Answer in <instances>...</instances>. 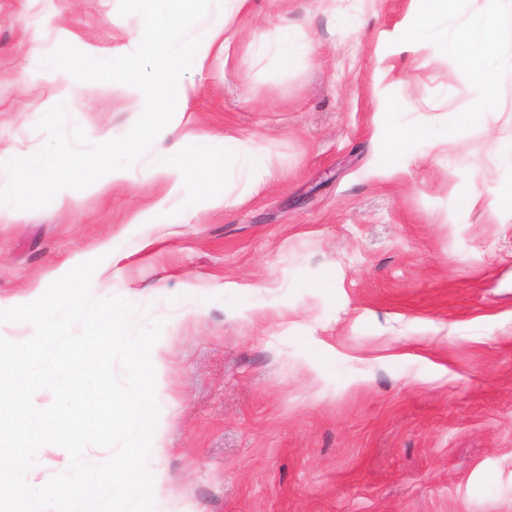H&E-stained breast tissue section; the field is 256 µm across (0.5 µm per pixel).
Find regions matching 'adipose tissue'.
I'll return each mask as SVG.
<instances>
[{
  "label": "adipose tissue",
  "mask_w": 512,
  "mask_h": 512,
  "mask_svg": "<svg viewBox=\"0 0 512 512\" xmlns=\"http://www.w3.org/2000/svg\"><path fill=\"white\" fill-rule=\"evenodd\" d=\"M154 7L143 18V28L150 35L149 41L135 39L128 45L112 49V89L118 90L130 100L137 111L154 112L158 115L156 126L163 133L178 132L184 150L180 153L162 152L154 156L153 169L169 185L167 198L186 213L203 207L221 206L224 196L216 194V181L224 179L228 169L238 162L252 163L249 183L258 186L272 164L270 154L251 141H237L233 155L195 157L187 154L186 148L197 140L194 128L174 129L165 121L170 102H178L181 111H188L195 97L192 84L182 75L181 60L188 57L197 65H204L216 53L228 52L231 46L230 25L234 15L248 11L251 0H225L224 6L205 16L192 12L171 14L169 0H152ZM512 29V0H500V5L491 13L478 18L464 30L453 31L445 42L449 53L455 54L459 62L478 76L490 77L494 71L488 60L512 52V43L502 42V30ZM144 54L155 60V73L161 76L164 85L140 82L130 69ZM143 139L142 134L117 140L111 135L100 137L101 153L94 161L84 163L82 169L73 170L66 150L56 155L32 154L19 164L20 175L0 190V223L15 218L34 195L50 197L59 207L67 206L72 196L74 180H81L86 187L102 190L123 181L126 172L113 167L111 155L123 152L135 155ZM195 180L196 196L183 195L186 180Z\"/></svg>",
  "instance_id": "adipose-tissue-1"
}]
</instances>
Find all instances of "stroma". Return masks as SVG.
Returning <instances> with one entry per match:
<instances>
[{
	"label": "stroma",
	"instance_id": "35a3bbf8",
	"mask_svg": "<svg viewBox=\"0 0 512 512\" xmlns=\"http://www.w3.org/2000/svg\"><path fill=\"white\" fill-rule=\"evenodd\" d=\"M150 0H0V181L33 152L91 161L158 116L106 95L101 50L143 36ZM413 0H251L229 56L183 60L204 138L276 157L162 207L148 163L173 136L111 155L127 177L32 197L0 223V300L34 301L73 256L91 290L162 320L154 512H512V55L476 109L445 33L408 44ZM89 72L61 111L60 70ZM414 130L397 157L396 129ZM244 203H237L238 195ZM162 207L158 224L133 215Z\"/></svg>",
	"mask_w": 512,
	"mask_h": 512
}]
</instances>
